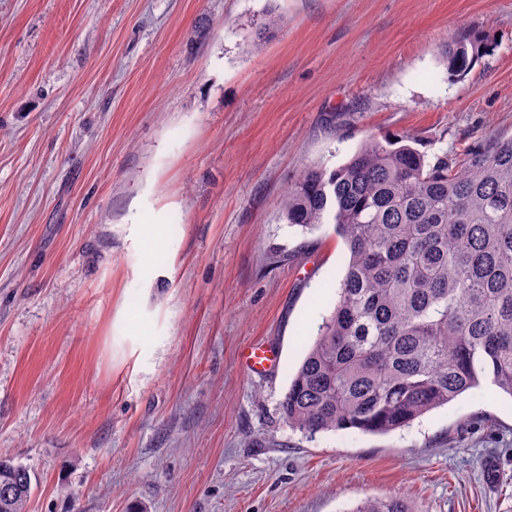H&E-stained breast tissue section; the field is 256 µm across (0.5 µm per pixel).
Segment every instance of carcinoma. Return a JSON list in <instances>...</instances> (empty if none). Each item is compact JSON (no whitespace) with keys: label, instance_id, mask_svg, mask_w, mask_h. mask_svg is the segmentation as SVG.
<instances>
[{"label":"carcinoma","instance_id":"1","mask_svg":"<svg viewBox=\"0 0 512 512\" xmlns=\"http://www.w3.org/2000/svg\"><path fill=\"white\" fill-rule=\"evenodd\" d=\"M448 69L469 66L461 41ZM408 134L367 138L337 168L298 174L287 223L335 224L349 251L330 316L281 403L310 437L385 434L488 382L512 397V135L451 160ZM30 470L0 458V512H28ZM353 512H412L374 498Z\"/></svg>","mask_w":512,"mask_h":512}]
</instances>
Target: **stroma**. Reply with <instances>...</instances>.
I'll use <instances>...</instances> for the list:
<instances>
[{
  "instance_id": "1",
  "label": "stroma",
  "mask_w": 512,
  "mask_h": 512,
  "mask_svg": "<svg viewBox=\"0 0 512 512\" xmlns=\"http://www.w3.org/2000/svg\"><path fill=\"white\" fill-rule=\"evenodd\" d=\"M403 133H512V0H0V456L30 512H512L493 387L384 435L281 411L348 262L281 200ZM254 343L279 366L245 371ZM446 62L448 70L455 72H465L470 62L468 61V51L461 41H451L446 49ZM353 512H413L401 498H374L360 503Z\"/></svg>"
}]
</instances>
